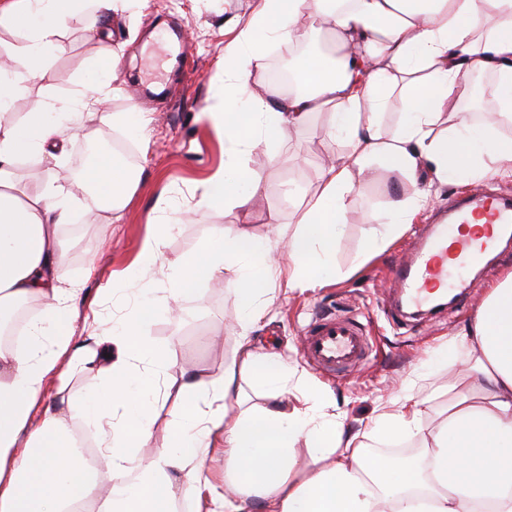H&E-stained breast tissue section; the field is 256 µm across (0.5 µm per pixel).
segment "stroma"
<instances>
[{
  "mask_svg": "<svg viewBox=\"0 0 512 512\" xmlns=\"http://www.w3.org/2000/svg\"><path fill=\"white\" fill-rule=\"evenodd\" d=\"M251 8L252 0H125L108 43L89 39L88 17L72 15L62 29V47L51 51L43 78L24 84L27 100L55 110L73 90L97 84L102 71L110 69L116 75L118 90L110 102V118H86L60 164L49 167V177L74 193L88 168L78 154L80 144L96 143L104 153H111L113 137L128 133L122 115L143 112L150 120V141L135 142V159L128 165L135 191L121 222L91 224L78 210L63 228L70 243L68 271L86 279L75 302L79 317L75 341L85 339L81 319L86 314L97 313L103 328L111 327L137 297V275L153 282L149 299L159 302L175 267L219 231L243 227L257 239L286 250L292 221L317 191L318 162L342 150L341 139L327 133L334 123L332 113H316L310 126L289 142H263L244 155V163L259 180L261 198L254 210L246 213L202 203L203 183L224 168V141L206 118L224 94V76L218 68L224 55V28ZM498 98L495 74L468 77L457 113L443 114L439 130L462 117L478 125L484 101ZM471 185L468 179L433 181L431 205L383 252L368 258L364 255L368 238L383 233L384 227L365 223V216H389L393 201L411 191L398 172L376 163L371 176L356 181L347 197L348 218L332 259L336 277L315 290L278 293L265 321L252 334L258 356L276 354L286 364L283 389L292 393L309 389L330 397L325 414L340 415L346 426L365 433L374 455L387 458L412 450L408 444L398 448L372 438L378 403L400 396L405 380L412 376L417 379L416 394L433 397L452 367L463 361L452 340L473 317L484 288L512 271L510 245L477 274V287L459 296L450 313L403 327L393 325L385 314L395 292L391 269L401 253L424 225L432 223L438 210ZM161 199L169 210L186 211L187 217L169 231L160 263L142 273L137 268L138 253L143 239L164 219L156 209ZM244 306L226 280L213 278L202 282L181 310L167 307L154 317L146 332L167 356L164 365L147 369L157 389L178 385L186 370L207 382L221 377L237 351ZM347 311L360 322L372 353L349 375L327 376L305 361L302 338L320 315ZM58 369L48 385L51 398L81 397L106 379L105 372L94 369L68 374L64 361Z\"/></svg>",
  "mask_w": 512,
  "mask_h": 512,
  "instance_id": "1",
  "label": "stroma"
}]
</instances>
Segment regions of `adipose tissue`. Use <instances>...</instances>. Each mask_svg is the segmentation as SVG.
Segmentation results:
<instances>
[{
  "label": "adipose tissue",
  "instance_id": "1",
  "mask_svg": "<svg viewBox=\"0 0 512 512\" xmlns=\"http://www.w3.org/2000/svg\"><path fill=\"white\" fill-rule=\"evenodd\" d=\"M123 3L0 0V26L24 37L10 66L0 67V315L22 303L38 306L23 342L0 346V512H69L87 500L98 512H170L176 494L201 483L193 463L219 439L224 488L214 491L208 512H512V271L485 291L454 340L464 363L443 386L439 421L428 425L432 406L412 392L379 409L380 437L419 442L420 455L407 463L369 455L341 417L320 415L325 398L301 391L251 412L241 409L237 385L244 375L263 386L284 381L281 360L256 357L251 336L274 295L273 277L284 262L285 291L322 287L325 261L347 221L346 196L373 161H388L412 187L393 203L397 230L429 202L423 171L444 181L512 167V143L495 137L500 124L512 122V0H254L249 18L230 25L224 100L212 118L233 157L208 182L203 202L250 209L259 183L239 153L287 141L312 113L333 112L344 148L320 165L317 192L297 218L287 253L239 228L217 234L171 278L168 297L179 302L201 282L231 273L245 307L236 358L208 388L196 374H183L178 414L146 462L137 450L152 435L156 395L140 365L166 362L143 333L154 304L130 306L101 339L103 386L61 408L43 403L62 357L82 368L90 363L88 348L71 343L84 282L67 271L68 242L58 228L80 207L120 221L132 195L128 169L117 157L95 162L84 176L95 194L89 206L51 181L26 187L15 172L20 163L38 170L57 161L69 139L68 126L40 106L15 118L17 81L41 77L71 13L91 12V35L104 40ZM322 30L335 61L308 56L300 70L304 91L259 96L250 78L262 66L264 44ZM483 72L498 77L497 111L479 129L435 134L463 78ZM394 98L406 112L388 131L381 117ZM77 420L99 432L102 463L85 460ZM178 473L187 476L179 487Z\"/></svg>",
  "mask_w": 512,
  "mask_h": 512
}]
</instances>
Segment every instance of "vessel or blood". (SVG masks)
I'll return each mask as SVG.
<instances>
[{"label":"vessel or blood","mask_w":512,"mask_h":512,"mask_svg":"<svg viewBox=\"0 0 512 512\" xmlns=\"http://www.w3.org/2000/svg\"><path fill=\"white\" fill-rule=\"evenodd\" d=\"M480 217L496 226L501 236L512 237V199L473 189L444 214L439 223L427 225L409 254L393 269L400 299L413 307H426L430 292L447 287L458 269L478 264L491 244L475 245L467 239L449 240L448 227ZM306 359L318 370L333 374L357 366L367 356L368 345L360 327L347 317L312 322L303 338Z\"/></svg>","instance_id":"obj_1"}]
</instances>
